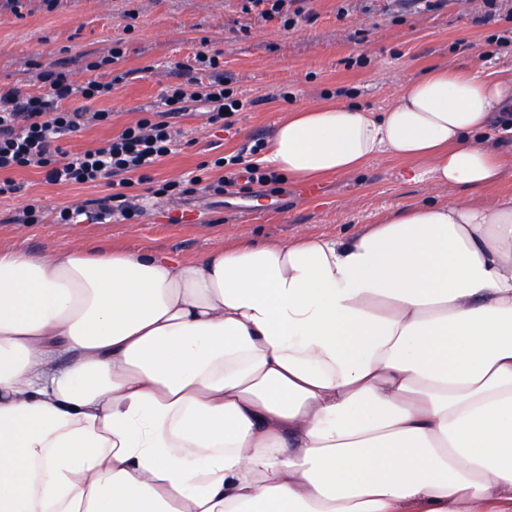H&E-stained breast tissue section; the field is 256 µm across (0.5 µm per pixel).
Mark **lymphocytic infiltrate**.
<instances>
[{"mask_svg":"<svg viewBox=\"0 0 512 512\" xmlns=\"http://www.w3.org/2000/svg\"><path fill=\"white\" fill-rule=\"evenodd\" d=\"M195 61L199 69L211 71L208 81L190 76L164 88L160 111L145 113L100 146L72 154L63 153L61 141L89 126L111 123V112L96 108L95 103L111 96L123 82V75L106 82L92 76L77 84L69 71L45 70L40 74L41 93L0 88V198L14 196L22 189L12 178V171L34 168L43 170L46 182L52 185L96 187L110 182L112 193L101 200V213H113L127 221L139 217L143 208L130 190L134 184L149 182L152 170L180 146L182 131L177 118L201 102L207 107V125L228 130L236 115L250 105L231 88L219 54L208 56L200 52ZM212 166L219 169V177L194 175L186 180L167 181L152 194L176 198L200 188L209 195L220 196L242 177L250 183L268 181L259 165L245 160L240 152L218 157Z\"/></svg>","mask_w":512,"mask_h":512,"instance_id":"1","label":"lymphocytic infiltrate"}]
</instances>
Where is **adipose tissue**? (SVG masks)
I'll use <instances>...</instances> for the list:
<instances>
[{"label": "adipose tissue", "instance_id": "adipose-tissue-1", "mask_svg": "<svg viewBox=\"0 0 512 512\" xmlns=\"http://www.w3.org/2000/svg\"><path fill=\"white\" fill-rule=\"evenodd\" d=\"M512 76L281 119L298 180L387 155L448 200L192 259L0 247V512H512Z\"/></svg>", "mask_w": 512, "mask_h": 512}]
</instances>
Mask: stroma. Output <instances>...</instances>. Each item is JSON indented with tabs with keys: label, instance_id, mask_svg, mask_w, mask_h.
Instances as JSON below:
<instances>
[{
	"label": "stroma",
	"instance_id": "35a3bbf8",
	"mask_svg": "<svg viewBox=\"0 0 512 512\" xmlns=\"http://www.w3.org/2000/svg\"><path fill=\"white\" fill-rule=\"evenodd\" d=\"M243 0H0V87L38 92L40 70L64 67L74 80L85 66L106 56L114 44L124 54L113 71L126 80L98 106L112 122L95 125L63 142L74 152L109 138L141 111L155 109L162 89L178 83L180 64L197 51H221L232 87L257 101L231 130L207 126L200 108L179 118L188 138L162 160L154 180L184 179L201 163L267 141L287 112L339 99L384 109L411 79L434 67L512 72V0L487 16L484 0H310L311 20L285 29L280 19L264 20L243 11ZM293 101L277 99L279 91ZM402 165L382 156L354 175L307 185L279 176L276 182L241 183L223 197L203 193L175 200L151 198L132 221L105 216L101 223L63 224L58 212L71 202L98 200L108 185L59 186L36 170L14 171L21 195L0 199V246L47 251L71 241L114 248L167 252L182 258L223 246L241 233L260 240H285L338 233L398 206L443 199L429 183H406ZM43 218L21 224L30 201Z\"/></svg>",
	"mask_w": 512,
	"mask_h": 512
}]
</instances>
